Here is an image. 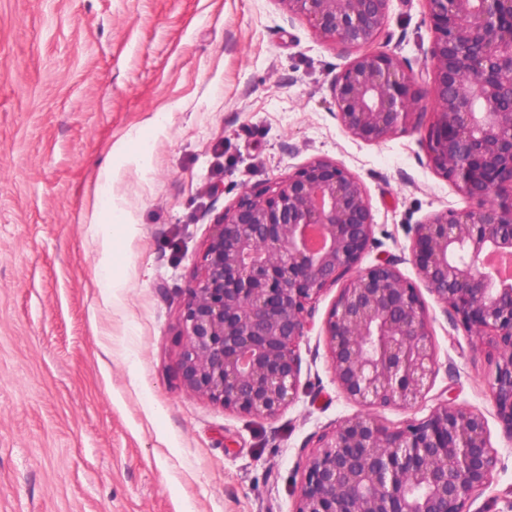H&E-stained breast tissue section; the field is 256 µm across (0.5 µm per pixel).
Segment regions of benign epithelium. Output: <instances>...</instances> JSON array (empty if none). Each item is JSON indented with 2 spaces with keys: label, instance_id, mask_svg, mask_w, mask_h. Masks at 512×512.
<instances>
[{
  "label": "benign epithelium",
  "instance_id": "1",
  "mask_svg": "<svg viewBox=\"0 0 512 512\" xmlns=\"http://www.w3.org/2000/svg\"><path fill=\"white\" fill-rule=\"evenodd\" d=\"M324 40L360 54L332 84L335 116L353 138L404 132L423 97L434 107L432 169L477 206L414 225L420 281L469 333L496 350L489 393L512 443V280L486 265L512 255V0H424L435 30L429 91L399 57L363 51L391 0H278ZM373 215L361 181L314 158L264 190L244 189L212 226L186 290L183 385L228 409L273 418L295 399L306 305L343 282L324 323L344 395L369 407L411 406L435 370L429 316L399 260L359 267ZM498 461L483 413L440 401L391 429L342 420L307 458L294 512H471Z\"/></svg>",
  "mask_w": 512,
  "mask_h": 512
}]
</instances>
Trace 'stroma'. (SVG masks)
Listing matches in <instances>:
<instances>
[{
  "label": "stroma",
  "instance_id": "stroma-1",
  "mask_svg": "<svg viewBox=\"0 0 512 512\" xmlns=\"http://www.w3.org/2000/svg\"><path fill=\"white\" fill-rule=\"evenodd\" d=\"M433 41L423 0H392L373 48L418 74ZM354 56L278 0H0V512H294L338 421L401 427L446 391L484 414L498 452L475 512H512L495 352L427 289L436 371L413 406L339 389L323 333L336 285L307 306L297 397L278 416L182 383L186 290L243 188L342 162L372 208L363 265L402 257L413 283L412 225L470 207L429 164L431 106L379 143L343 130L331 85Z\"/></svg>",
  "mask_w": 512,
  "mask_h": 512
}]
</instances>
